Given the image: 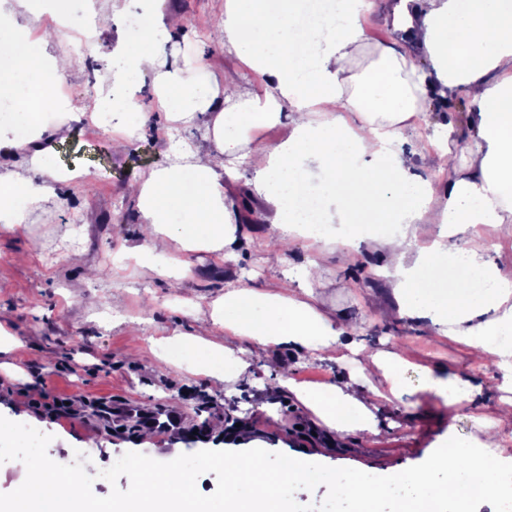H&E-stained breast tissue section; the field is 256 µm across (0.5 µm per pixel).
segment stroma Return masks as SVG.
Wrapping results in <instances>:
<instances>
[{
  "mask_svg": "<svg viewBox=\"0 0 512 512\" xmlns=\"http://www.w3.org/2000/svg\"><path fill=\"white\" fill-rule=\"evenodd\" d=\"M153 6L157 15L185 20L161 47L169 70L203 67L219 83L232 73L245 91H263L262 77L214 36L224 19V0H154ZM139 21L129 0H112L111 26L97 36L100 54L91 55L76 23L61 27L51 14L24 12L28 32L44 38L47 56L80 61L60 88L73 106L69 131L66 137H51L49 149L56 168L70 166L87 177L61 183L63 204L29 211L18 231L0 229V326L20 340L10 353H0V416L51 435L49 455L80 452L98 457L103 469L129 451L151 457L159 448L176 456L262 448L388 476L425 469L447 448L450 436L475 433L469 411L421 391L380 403L381 435L375 442L352 435L339 441L319 429L290 393L274 398L265 393L267 385L291 378L310 386L338 382L360 368L350 354L335 362L277 346L252 359L240 378L223 384L202 370L197 357L161 358V342L192 333L197 318L210 312L225 288L258 284L275 273L263 263L269 224L263 205L245 186L250 170L244 164L234 170L239 181L234 204L249 236L232 253L192 252L178 280L154 269V252L126 257V247L140 237L133 185L151 169L182 164L188 147L202 145L206 122L202 114L190 124L169 122L149 73L136 80V112L91 110L92 101L112 98V47L119 33ZM476 120L468 98L454 93L447 103L428 105L416 132L423 137L444 132L463 144L472 139ZM98 124L102 133L89 134V127ZM90 266L102 268L104 277L88 279ZM383 266L380 253L367 249L360 250L350 269L327 266L331 286L320 299L354 319L356 329L347 343L398 351L412 364L458 374L479 387L483 416L493 417L512 402L491 361L419 322L381 314V305L392 300ZM72 362L93 364L95 370L71 375L66 366ZM65 400L70 403L66 409L61 406ZM94 400L109 405L130 400L152 412L173 405L202 422L205 434L146 438L134 423L119 426L107 415L93 414L86 404Z\"/></svg>",
  "mask_w": 512,
  "mask_h": 512,
  "instance_id": "stroma-1",
  "label": "stroma"
}]
</instances>
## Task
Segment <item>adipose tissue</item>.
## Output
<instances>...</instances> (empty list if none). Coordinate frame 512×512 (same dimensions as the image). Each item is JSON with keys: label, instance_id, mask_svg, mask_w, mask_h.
<instances>
[{"label": "adipose tissue", "instance_id": "ef3b65f1", "mask_svg": "<svg viewBox=\"0 0 512 512\" xmlns=\"http://www.w3.org/2000/svg\"><path fill=\"white\" fill-rule=\"evenodd\" d=\"M378 5L395 22L390 41L373 45L362 18ZM297 14L294 0H280L274 9L267 0H225L217 34L228 52L266 77L259 95L243 92L229 75L219 94L202 69L168 70L158 47L176 26L173 18L145 13L137 34L121 35L112 49L113 85L130 86L148 72L169 119L187 123L199 113L210 116L207 145L190 150L189 163L154 169L136 182L142 238L129 247L130 255L174 242L179 252L162 272L180 278L186 273L183 253H220L237 244L246 235L230 177L239 162L251 169L250 192L269 214L272 239L301 238L315 249L303 271L288 273L286 280L225 289L201 317L198 333L180 337L179 352L202 355L207 374L220 382L240 375L248 363L212 340L217 326L248 340L253 356L287 346L333 358L353 326L318 304L320 289L330 285L322 260L337 253L352 263L364 245L384 253L399 315L490 356L512 387V344L506 341L512 335V261L488 260L486 248L469 242L483 226L512 235V0H338L333 16L291 38L287 32ZM77 67L67 56L47 59L17 13L0 7V88L14 99L13 112L0 122V152L25 155L23 164L0 170L2 229L21 228L26 219L14 195L36 209L59 199L60 176L50 151L31 148L13 129L32 108L25 95L30 80L48 92ZM456 92L476 107L477 134L460 149L469 160L467 174L450 178L435 205L429 182L408 163L405 133L427 102L447 101ZM219 95L225 107L217 112ZM282 123L288 135L279 142L250 137L256 126ZM314 189L323 207L312 220L298 201ZM433 224L439 227L434 234ZM364 359L360 376L336 384L313 388L288 380L279 387L340 440L380 435L372 407L385 392L399 400L433 391L461 408L475 401V387L439 368L417 367V382H408L411 365L398 352L378 350ZM477 422L480 435L453 438L450 451L425 470L385 480L337 478V500L376 502L401 485L418 500L433 502L434 475L441 470L480 485L486 499L497 500L512 461L495 467L491 460L512 430V409Z\"/></svg>", "mask_w": 512, "mask_h": 512}]
</instances>
